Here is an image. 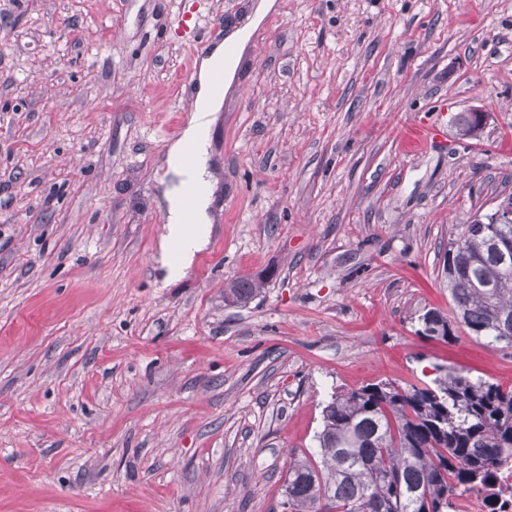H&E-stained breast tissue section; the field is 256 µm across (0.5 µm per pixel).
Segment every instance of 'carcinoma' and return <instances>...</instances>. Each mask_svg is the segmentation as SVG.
<instances>
[{
  "label": "carcinoma",
  "mask_w": 512,
  "mask_h": 512,
  "mask_svg": "<svg viewBox=\"0 0 512 512\" xmlns=\"http://www.w3.org/2000/svg\"><path fill=\"white\" fill-rule=\"evenodd\" d=\"M511 224H466L448 249L452 315L429 309L417 334L446 344L461 328L512 346ZM263 286L240 278L224 300ZM429 381L380 380L335 393L323 406L317 448L294 457L282 512H448V495L485 477L512 451V386L446 365Z\"/></svg>",
  "instance_id": "obj_1"
}]
</instances>
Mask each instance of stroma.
<instances>
[{
    "label": "stroma",
    "mask_w": 512,
    "mask_h": 512,
    "mask_svg": "<svg viewBox=\"0 0 512 512\" xmlns=\"http://www.w3.org/2000/svg\"><path fill=\"white\" fill-rule=\"evenodd\" d=\"M257 2L0 0V512H280L332 393L437 364L512 386V346L417 334L512 193V0H276L213 135L224 244L163 281L179 16L226 34ZM468 123L465 127H460L462 139H477L482 134L483 129L491 119V113L481 107L471 108L465 112ZM263 286L262 280L240 278L233 282L225 292L224 300L242 303L254 296Z\"/></svg>",
    "instance_id": "stroma-1"
}]
</instances>
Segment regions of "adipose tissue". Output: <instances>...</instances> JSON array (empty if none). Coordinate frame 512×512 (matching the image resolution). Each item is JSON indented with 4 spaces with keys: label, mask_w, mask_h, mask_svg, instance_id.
<instances>
[{
    "label": "adipose tissue",
    "mask_w": 512,
    "mask_h": 512,
    "mask_svg": "<svg viewBox=\"0 0 512 512\" xmlns=\"http://www.w3.org/2000/svg\"><path fill=\"white\" fill-rule=\"evenodd\" d=\"M250 35L247 28L233 30L225 42L215 43L209 56L201 59L195 80L194 110L181 136L167 149L164 163L170 182L162 193L166 225L156 257L165 280L181 278L196 252L209 242L215 188L212 174L204 165L186 168L183 158L189 146L201 158H208L212 133L224 104V88L233 82L239 65L238 58L226 54L225 46L230 43L245 48ZM176 244L181 250L174 260L170 253Z\"/></svg>",
    "instance_id": "ef3b65f1"
}]
</instances>
